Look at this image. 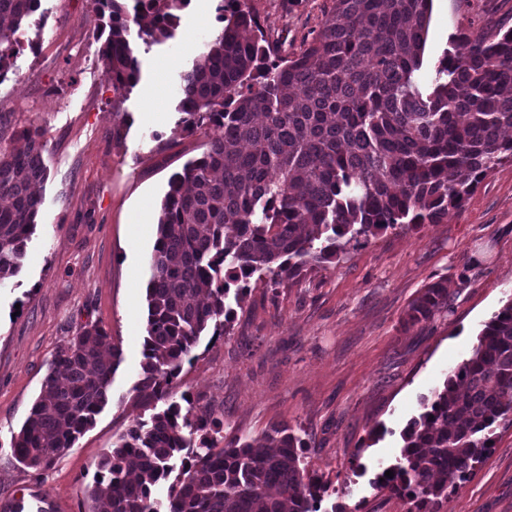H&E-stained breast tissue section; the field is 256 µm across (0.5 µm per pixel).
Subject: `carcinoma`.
<instances>
[{
	"label": "carcinoma",
	"mask_w": 512,
	"mask_h": 512,
	"mask_svg": "<svg viewBox=\"0 0 512 512\" xmlns=\"http://www.w3.org/2000/svg\"><path fill=\"white\" fill-rule=\"evenodd\" d=\"M37 0H0V78ZM99 54L118 92L141 78V49L175 36L189 0H92ZM432 0H325L319 28L290 53L249 0H224L222 29L178 78L185 131L200 157L173 173L161 203L146 288L147 336L137 397L149 407L97 463L88 512H320L327 486L304 467L308 446L286 424L266 452L224 422L169 401L200 336L230 333L252 278L271 288L340 259L351 242L439 224L490 170L512 159V29L455 39L421 78ZM40 129L0 146V285L17 276L48 179ZM448 309V279L411 302L415 325ZM86 324L52 357L40 394L12 435L14 459L51 470L107 405L120 360ZM512 425V301L484 324L472 353L404 433L382 487L415 512H437ZM167 485L164 510L153 492Z\"/></svg>",
	"instance_id": "obj_1"
}]
</instances>
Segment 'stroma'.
Segmentation results:
<instances>
[{"label": "stroma", "mask_w": 512, "mask_h": 512, "mask_svg": "<svg viewBox=\"0 0 512 512\" xmlns=\"http://www.w3.org/2000/svg\"><path fill=\"white\" fill-rule=\"evenodd\" d=\"M272 38L298 51L324 0H250ZM198 0L175 38L143 54L141 82L120 95L106 77L91 0H41L0 82V144L42 131L48 179L20 273L0 286V504L85 512L100 456L145 410L136 398L146 336L148 259L170 175L199 157L203 135L179 125L177 74L198 56ZM512 29V0H434L423 78L458 35ZM447 279V310L404 323L410 303ZM512 300V162L491 170L442 223L350 245L338 262L278 288L252 285L229 335L204 333L173 383L224 422L261 437L285 423L308 443V471L329 491L323 512H408L378 489L402 434L472 351L483 323ZM105 328L122 357L107 406L51 471L15 462L10 440L49 362L85 324ZM439 512H512V426L496 428L473 473Z\"/></svg>", "instance_id": "35a3bbf8"}]
</instances>
